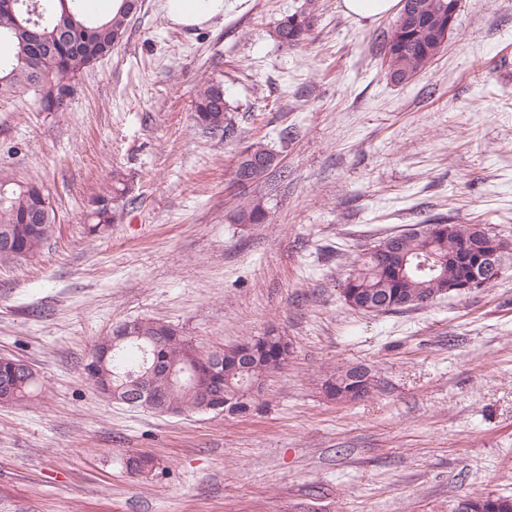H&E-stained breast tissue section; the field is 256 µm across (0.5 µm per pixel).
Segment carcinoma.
Returning a JSON list of instances; mask_svg holds the SVG:
<instances>
[{
  "label": "carcinoma",
  "mask_w": 512,
  "mask_h": 512,
  "mask_svg": "<svg viewBox=\"0 0 512 512\" xmlns=\"http://www.w3.org/2000/svg\"><path fill=\"white\" fill-rule=\"evenodd\" d=\"M422 5V15L430 19L439 13H448V0H406L401 11L408 12L414 4ZM132 0H113L112 12L97 16L89 12L83 0H18L13 9H0V45L6 44L11 55L0 57V99H9L17 93H29L46 112L52 111L54 93L71 85L77 77L110 55L124 40L133 19ZM317 0L306 4L291 14L283 16L276 24L273 35L284 47H297L310 38ZM68 15L69 30H58V19ZM403 27L395 25L390 41L382 44V50L392 53L394 72L391 80L404 82L432 63L437 45L430 43L424 29L402 33ZM234 111L224 83L211 80L201 87L194 104L195 124L203 131L229 140L238 138L231 112ZM261 156L271 162L274 152L260 141L251 142L237 152L231 171L232 181L243 166L242 156ZM7 190L0 198V236L12 239L13 254L9 259L27 261L40 253L44 245L55 235L57 215L41 184L29 179L16 180L0 173V186ZM127 195L125 174L112 170V184L106 194L98 198L97 206L90 213V232L103 233L115 220V202ZM269 220L266 208L259 202L240 209L235 217L239 224H265ZM473 224H459L451 235H440L424 224L380 241L378 247L395 246V250L417 262L430 255L449 260L446 271L408 272L399 277L393 264L382 258L379 251H369L354 261V269L345 280L344 299L355 294L371 300L370 313L374 315L393 311L386 300L397 298L413 301L420 296L441 297L448 284L461 274L458 247L462 240L471 237ZM140 336L123 342L109 355L106 363L95 371L87 372L90 380L103 374H113L119 369H132L141 363L142 349H155L160 358L169 363L196 364L200 368L201 382L214 388L224 402L238 405V413L251 410L253 399L247 396L248 382L254 376L267 375L282 368L288 358L281 337L267 334L246 338L222 351L223 357L232 363L235 355L250 347L254 356L245 372L228 378L212 373L206 366L205 353L199 351L180 330L163 321L141 319ZM351 366L328 376L323 385L332 384L336 394L345 401H354L359 394L357 380ZM8 389L0 391V399L9 403L24 404L38 395L39 383L34 372L21 374L16 359L0 358V385ZM149 384L164 393L163 404L152 408L158 414L201 412L203 405L193 387L169 388L161 372L154 373Z\"/></svg>",
  "instance_id": "cac0c4a2"
}]
</instances>
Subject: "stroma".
Segmentation results:
<instances>
[{
    "label": "stroma",
    "instance_id": "stroma-1",
    "mask_svg": "<svg viewBox=\"0 0 512 512\" xmlns=\"http://www.w3.org/2000/svg\"><path fill=\"white\" fill-rule=\"evenodd\" d=\"M304 0H236L206 24L145 0L112 55L59 112L0 101V170L43 182L59 217L29 261H0V356L41 391L0 404V512H455L512 497V267L491 286L383 315L342 296L362 249L428 221L512 239V0H461L441 55L390 80L396 20L319 0L309 39L278 45ZM238 105V137L198 129L210 80ZM289 139H282V131ZM278 154L230 183L240 142ZM125 173L104 237L88 216ZM261 202L266 224L234 212ZM159 319L207 352L277 330L291 344L246 415H159L103 396L96 342ZM363 364L379 388L326 398ZM145 453L152 471L134 474ZM359 367L365 366H351L331 374L324 380L322 384V389L326 385L330 384L329 388L336 389V395H341L343 400H356V396L359 394V390L356 387L358 382L355 379V376L353 375L352 371L357 370ZM357 372L358 374L362 375L366 371L363 368H359ZM331 383L334 385V387L331 385Z\"/></svg>",
    "mask_w": 512,
    "mask_h": 512
}]
</instances>
